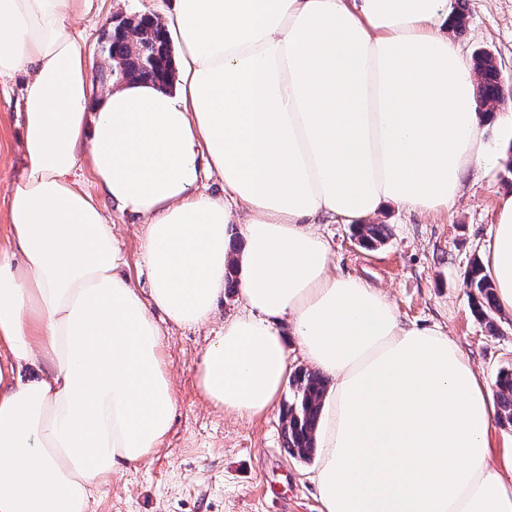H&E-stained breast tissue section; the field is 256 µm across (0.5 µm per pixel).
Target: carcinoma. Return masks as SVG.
Instances as JSON below:
<instances>
[{
  "instance_id": "1",
  "label": "carcinoma",
  "mask_w": 512,
  "mask_h": 512,
  "mask_svg": "<svg viewBox=\"0 0 512 512\" xmlns=\"http://www.w3.org/2000/svg\"><path fill=\"white\" fill-rule=\"evenodd\" d=\"M157 23L149 16H141L135 27V46L142 49L144 55L158 54L165 58V66L160 71L143 70L137 61L130 59L125 52L127 33L112 37L111 54L121 58L124 63L123 78L133 82L143 80L161 81L170 84L171 58L170 42L157 37ZM475 69L480 75L478 94L481 102H496L501 97L502 74L493 58L485 53L474 56ZM356 233L367 242L385 238L384 227L378 224H358ZM468 288L473 291L476 313L484 320L490 318V312L496 308V296L493 283L483 274L482 264L475 260L465 273ZM293 399L288 404L283 421L285 448L292 455L310 456L315 448L316 431L321 418V403L327 392V380L318 372L299 369L291 375ZM497 418L502 423L512 425V369L500 372L496 381Z\"/></svg>"
}]
</instances>
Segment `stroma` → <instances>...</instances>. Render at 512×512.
I'll use <instances>...</instances> for the list:
<instances>
[{"mask_svg":"<svg viewBox=\"0 0 512 512\" xmlns=\"http://www.w3.org/2000/svg\"><path fill=\"white\" fill-rule=\"evenodd\" d=\"M170 0H91L74 30L98 49L104 29L115 17L158 15ZM465 15L453 39L464 58L490 53L504 77L512 78V0H455ZM22 76L0 80V247L8 245V216L3 193L23 163L20 139ZM512 195V165L476 168L449 214H420L385 203L377 223L386 239L363 246L353 225H318L330 247L337 274L357 277L382 289L402 324L444 332L460 348L486 388L500 370L512 368V316L494 312V324L475 317L464 275L482 256L501 197ZM102 207L125 260L123 274L140 291L149 288V271L141 260L139 218ZM241 310L238 296L226 291L210 324L181 328L156 314L171 364L175 414L162 448L137 465L112 476L92 512H320L313 481L317 462L291 456L284 446L282 410L290 399L282 393L265 413L241 418L211 407L198 389L204 350L224 319Z\"/></svg>","mask_w":512,"mask_h":512,"instance_id":"obj_1","label":"stroma"}]
</instances>
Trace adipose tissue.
I'll return each instance as SVG.
<instances>
[{"instance_id":"obj_1","label":"adipose tissue","mask_w":512,"mask_h":512,"mask_svg":"<svg viewBox=\"0 0 512 512\" xmlns=\"http://www.w3.org/2000/svg\"><path fill=\"white\" fill-rule=\"evenodd\" d=\"M90 0H0V77L26 74L22 170L0 249V512H90L121 467L155 454L174 398L162 332L212 320L230 266L243 312L198 375L251 417L288 377L292 324L335 380L322 407V512H512V450L489 459L494 403L443 332L405 327L385 293L336 275L319 219L382 202L445 213L489 165L492 126L448 36L451 0H173L177 88L104 89L74 24ZM141 217L140 293L100 199ZM218 177L223 196L201 192ZM245 241L228 247L232 233ZM512 312V196L485 246Z\"/></svg>"}]
</instances>
